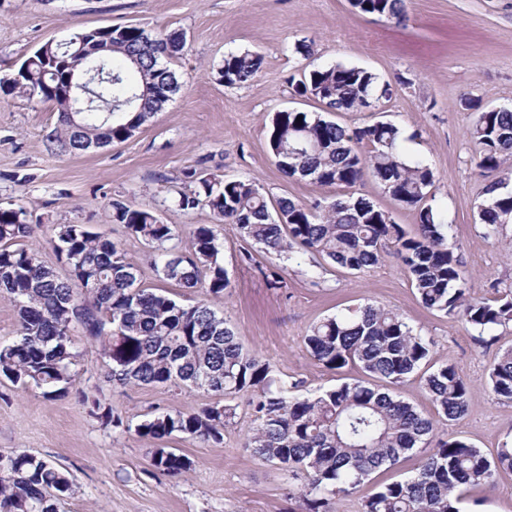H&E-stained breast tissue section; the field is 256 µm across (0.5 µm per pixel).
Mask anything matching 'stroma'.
I'll return each mask as SVG.
<instances>
[{
    "instance_id": "1",
    "label": "stroma",
    "mask_w": 512,
    "mask_h": 512,
    "mask_svg": "<svg viewBox=\"0 0 512 512\" xmlns=\"http://www.w3.org/2000/svg\"><path fill=\"white\" fill-rule=\"evenodd\" d=\"M408 19L363 14L349 0H0V77L12 73L44 43L74 33L138 25L148 32L181 31L184 51L171 68L179 90L133 137L80 152L50 149L58 125L52 104L0 92V206L22 202L35 232L27 245L58 275L66 269L51 245L59 224H84L121 241L145 285L184 304L202 293H184L160 280L149 247L128 237L112 221L113 201L154 211L173 225L181 249H189L197 225L213 226L222 243L231 287L215 308L234 328L243 348L269 363L273 376L295 394L324 391L357 378L316 364L304 344L308 328L322 318L365 304L402 313L432 342L430 362L455 365L468 382L467 411L440 429L494 455L512 436V403L495 398L486 383L490 365L512 347V324L480 342L461 318L422 306L400 261L386 255L373 267L351 271L319 254L293 250L275 262L261 245L244 240L236 225L218 222L206 208L185 212L173 203L193 167L218 178L255 181L270 197L305 204L336 198V187H319L285 176L275 165L269 128L275 113H323L314 98L295 96L290 76L336 63L365 68L388 84L390 94L375 109L333 112L330 120L354 129L384 120L395 124L408 158L427 164L435 176V206L451 226L472 297L493 298L491 281L512 284V224L496 240L484 239L473 214L485 179L476 166L469 130L471 97L485 107H512V0H406ZM310 46L309 56L294 50ZM256 52L262 58L249 82L229 87L217 70L225 55ZM250 251L251 263L241 254ZM277 269L281 287L267 274ZM72 339L79 357L69 392L49 397L36 387L0 383V449L50 457L77 484L60 512H290L289 491L297 481L252 455L245 441L253 424L247 395L235 400L236 414L224 441L204 444L175 436L166 447L192 459L179 478L153 472L152 441L135 430L144 414L172 409L196 411L207 394L163 386L121 387L105 379L106 366L81 327ZM94 392L124 422L103 427L91 417L80 392ZM422 458L413 452L356 491L339 498L337 512H360L381 485L415 474ZM463 512H512V472H500L490 489L473 491Z\"/></svg>"
}]
</instances>
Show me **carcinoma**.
<instances>
[{
	"instance_id": "1",
	"label": "carcinoma",
	"mask_w": 512,
	"mask_h": 512,
	"mask_svg": "<svg viewBox=\"0 0 512 512\" xmlns=\"http://www.w3.org/2000/svg\"><path fill=\"white\" fill-rule=\"evenodd\" d=\"M351 6L364 14L406 19L405 0H351ZM184 47L179 32L152 34L136 25L94 29L82 45L44 43L21 62L20 78H0V89L56 108L58 128L50 143L61 151L122 142L177 91L175 72L161 60L177 57ZM78 58L87 66L104 63L111 77L95 85L90 109L72 117L74 104L66 88ZM261 66L257 53H231L224 56L218 75L227 85L243 84ZM290 83L297 94L319 99L330 112L354 111L366 97L389 95L372 72L340 63L305 70ZM464 106L477 111L470 136L479 149L477 167L488 180L474 220L484 237L494 240L504 225L512 224V190L501 169L512 157V109L483 108L470 98ZM399 139V129L388 121L350 130L318 114L293 110L275 113L269 143L277 168L289 177L336 188L372 177L395 200L416 210L412 230L351 193L330 202H273L250 180H217L195 168L184 173L194 188L178 192L174 203L185 211L208 208L220 221L237 225L244 239L279 257L299 246L342 268L362 270L391 252L425 308L463 317L480 336L512 322V287L493 282L497 297L469 298L450 226L433 205L434 173L421 161H408ZM112 223L151 246L160 278L176 281L189 293L200 291L207 300L181 305L145 287L120 245L83 224H59L51 239L67 268L62 278L25 247L33 229L24 205L0 208V297L14 303L20 322L17 339L0 343V381L35 386L50 396L66 394L77 358L69 331L79 322L100 347L107 381L187 387L221 397L197 412L171 410L144 418L136 428L143 437L182 435L221 444L224 426L235 414L224 400L249 391L254 427L246 447L288 478L303 481L302 512H332L328 496L352 493L414 449L424 452L418 472L380 487L364 501L362 512H461L467 489L490 488L499 472L512 471V439L489 458L461 438L438 434L437 421L383 386L357 379L309 396L289 393L284 383L273 387L269 364L246 352L234 329L209 304L231 287L214 229L197 226L192 248L184 252L174 243V226L149 209L114 201ZM304 343L328 371L351 365L391 385L420 373L432 346L401 313L374 304L311 325ZM423 381L439 415L454 421L465 413L468 386L457 367L441 365L423 373ZM487 383L497 399L512 402V348L490 367ZM81 397L102 426L123 425L98 398L85 391ZM152 466L178 476L191 470L192 461L170 448H156ZM74 492L68 471L56 461L0 450V512H59Z\"/></svg>"
}]
</instances>
